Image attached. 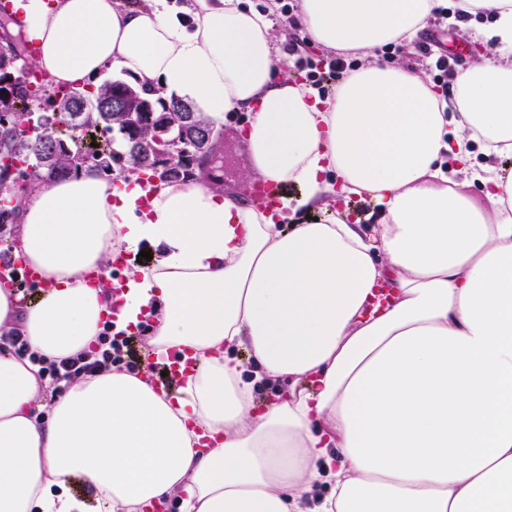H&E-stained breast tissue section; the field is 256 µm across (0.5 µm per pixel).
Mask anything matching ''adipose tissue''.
Instances as JSON below:
<instances>
[{
	"label": "adipose tissue",
	"mask_w": 512,
	"mask_h": 512,
	"mask_svg": "<svg viewBox=\"0 0 512 512\" xmlns=\"http://www.w3.org/2000/svg\"><path fill=\"white\" fill-rule=\"evenodd\" d=\"M14 2L55 83L116 68L215 124L247 113L246 175L297 186L284 208L329 209L339 188L367 193L383 221L287 229L205 178L145 187L83 171L30 193L19 238L45 289L23 305L0 281V333L21 329L31 351L0 349V512L170 498L179 512H512V169L485 166L477 199L443 166L468 164L475 142L512 154V0H457L494 22L478 32L490 59L457 74L449 102L377 55L446 0H300L312 42L360 57L324 100L241 0H193L186 22L174 0ZM143 243L154 263L109 284L116 256ZM381 284L389 297L371 305ZM149 306L148 355L196 362L176 391L144 365L43 404L38 359L88 351L105 314L121 332ZM284 378L286 396L256 399V381Z\"/></svg>",
	"instance_id": "adipose-tissue-1"
}]
</instances>
